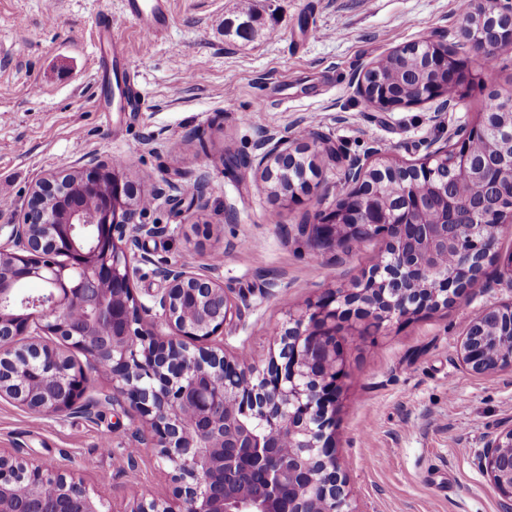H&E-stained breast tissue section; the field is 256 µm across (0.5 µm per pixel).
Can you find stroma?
Returning a JSON list of instances; mask_svg holds the SVG:
<instances>
[{"mask_svg":"<svg viewBox=\"0 0 512 512\" xmlns=\"http://www.w3.org/2000/svg\"><path fill=\"white\" fill-rule=\"evenodd\" d=\"M256 16L247 38L227 34L242 9ZM163 35L146 42L123 17V0H0V225L11 224L37 181L89 160H118L127 179L170 183L143 223L148 263L132 278L148 301L157 267L220 275L243 318L224 333L229 356L265 367L290 315L371 267L383 247L313 250L298 224L332 209L350 188L354 160L418 163L431 141L475 124L492 91H512V49L486 68L465 34L457 0H171ZM125 45L146 104L103 112L113 77L99 78V21ZM442 39L481 82L438 101L383 109L356 78L394 48ZM312 126L335 157L316 158L318 186L288 206L248 161L261 133L296 137ZM204 185L203 210L184 201ZM512 300L488 266L468 295L436 312L383 323L345 339L347 375L332 433L358 512H502L478 457L486 437L512 425V370L468 371L458 357L467 321ZM140 423L121 407L50 420L0 400V450L29 466L63 467L102 512H128L135 496L172 490L155 449L138 448Z\"/></svg>","mask_w":512,"mask_h":512,"instance_id":"stroma-1","label":"stroma"}]
</instances>
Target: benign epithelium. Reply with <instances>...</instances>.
I'll use <instances>...</instances> for the list:
<instances>
[{
  "label": "benign epithelium",
  "instance_id": "7a95c632",
  "mask_svg": "<svg viewBox=\"0 0 512 512\" xmlns=\"http://www.w3.org/2000/svg\"><path fill=\"white\" fill-rule=\"evenodd\" d=\"M489 18L487 34L473 39L481 55L490 42L512 47V0H495ZM452 54L443 44L427 61V71L447 73L441 89L427 92L411 82L398 99L388 91L380 95L373 92L371 66L358 79L359 91L387 109L441 98L457 82V72L448 69ZM494 123L511 127L512 113L486 112L453 150L430 148L413 168L391 166L394 180L386 193L364 184L369 165L357 160L350 166L356 202L336 203L300 231L320 250L344 249L377 230L385 236L388 260L289 319L264 368L242 366L208 346L242 318L218 276L221 261L202 274L185 264L160 268L165 288L148 304L135 298L134 263L148 261L140 242L158 230L140 222L138 189L118 167L91 161L42 179L18 222L0 225V399L55 419L91 413L99 399L87 394L83 371L65 355L64 349H74L106 369L112 392L104 400L136 413L140 442L158 449L172 470V498L140 497L128 512H355L327 433L346 373L340 337L357 335L367 313L385 322L448 307L494 257L495 240L488 235L460 241L464 225L477 222L474 209L455 208L438 186L441 204L434 208L415 194L418 181L440 177V166L450 163L458 180L483 183L479 209L512 202V140L508 162L498 170L477 173L471 163V142L486 138ZM298 147L288 137H260L257 169L265 182L296 157ZM398 188L407 200L401 214L388 203ZM73 189L101 195L100 209L60 216L50 199ZM453 246L462 249L461 263L441 271L439 287H426L429 262ZM62 252L70 255L63 264L56 258ZM34 279L47 288L20 294V283ZM505 321L512 329V301L468 322L458 350L466 369H512V336L503 337L496 356L486 348V337ZM479 466L512 512V425L485 441ZM0 512L101 510L65 470H29L0 453Z\"/></svg>",
  "mask_w": 512,
  "mask_h": 512
}]
</instances>
